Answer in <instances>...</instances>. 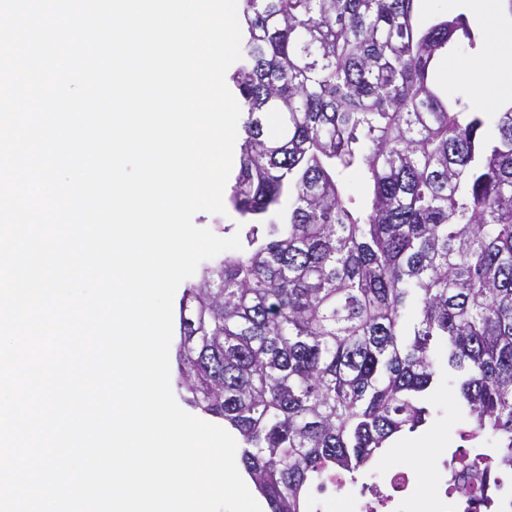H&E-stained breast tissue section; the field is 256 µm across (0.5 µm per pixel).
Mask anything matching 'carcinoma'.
Instances as JSON below:
<instances>
[{
	"label": "carcinoma",
	"mask_w": 512,
	"mask_h": 512,
	"mask_svg": "<svg viewBox=\"0 0 512 512\" xmlns=\"http://www.w3.org/2000/svg\"><path fill=\"white\" fill-rule=\"evenodd\" d=\"M414 4L242 0L245 244L182 293L177 386L270 512L359 477L443 374L460 439L512 467V107L490 122L439 91L436 60L475 38Z\"/></svg>",
	"instance_id": "cac0c4a2"
}]
</instances>
